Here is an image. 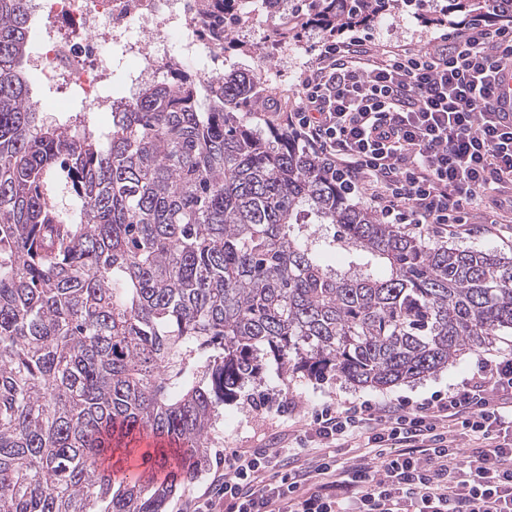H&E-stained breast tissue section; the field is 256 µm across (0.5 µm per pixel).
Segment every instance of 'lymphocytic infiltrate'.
<instances>
[{
    "label": "lymphocytic infiltrate",
    "mask_w": 512,
    "mask_h": 512,
    "mask_svg": "<svg viewBox=\"0 0 512 512\" xmlns=\"http://www.w3.org/2000/svg\"><path fill=\"white\" fill-rule=\"evenodd\" d=\"M512 15L452 22L428 50L324 36L288 127L346 195L393 224L512 223V122L492 104ZM470 442L459 451L460 437ZM366 440L374 461L338 463ZM190 512H512V355L419 401L339 399L277 448H238Z\"/></svg>",
    "instance_id": "obj_1"
}]
</instances>
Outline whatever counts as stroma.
Wrapping results in <instances>:
<instances>
[{
	"label": "stroma",
	"instance_id": "35a3bbf8",
	"mask_svg": "<svg viewBox=\"0 0 512 512\" xmlns=\"http://www.w3.org/2000/svg\"><path fill=\"white\" fill-rule=\"evenodd\" d=\"M282 22V17L265 14L252 19L250 25L237 32L235 40L239 48L230 55L231 61L258 74L267 89L265 100L268 109L258 113L255 118L256 125L262 129L268 128L270 121L276 120L282 113L292 112L298 104L305 67L317 54L318 44L324 36L317 27L306 28L300 34L299 46L286 51L277 48L273 42L274 33ZM442 32V27L417 22L410 13L400 10L362 30L361 35L377 48L389 43H404L426 50L433 46L435 38ZM424 239L433 244L512 254L511 240L478 230L466 234L436 226L425 234ZM475 359V352L470 351L437 373L379 391L353 386L336 376L323 379L300 374L288 376L278 361L266 358L262 362L259 382L246 386L239 398L225 402L221 407L209 467L179 490L170 502L168 512H183L188 500L204 492L216 472L220 471L226 449L259 446L286 433L289 424L305 423L311 412L339 395L357 400L407 397L416 401L433 392L447 390L449 385L470 377ZM258 397L268 398L269 408L255 410L251 401ZM285 398L292 399L294 403L293 411L287 418L278 416L275 410L279 400Z\"/></svg>",
	"mask_w": 512,
	"mask_h": 512
}]
</instances>
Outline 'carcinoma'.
Masks as SVG:
<instances>
[{
  "instance_id": "1",
  "label": "carcinoma",
  "mask_w": 512,
  "mask_h": 512,
  "mask_svg": "<svg viewBox=\"0 0 512 512\" xmlns=\"http://www.w3.org/2000/svg\"><path fill=\"white\" fill-rule=\"evenodd\" d=\"M220 2L224 51L239 0ZM269 2L286 39L370 27L399 0ZM32 22L0 0V512H165L269 354L387 389L512 332V259L349 204L287 127L250 124L257 75L171 63L100 134L92 112L37 111ZM338 249L361 262L325 263ZM131 454L153 475L113 462Z\"/></svg>"
}]
</instances>
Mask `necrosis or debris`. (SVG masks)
Masks as SVG:
<instances>
[{"label": "necrosis or debris", "mask_w": 512, "mask_h": 512, "mask_svg": "<svg viewBox=\"0 0 512 512\" xmlns=\"http://www.w3.org/2000/svg\"><path fill=\"white\" fill-rule=\"evenodd\" d=\"M42 28L30 62L50 90H73L88 112H108L103 90L108 49L121 47L142 80L166 63L191 66L207 78L219 67L212 40L201 32L195 0H28Z\"/></svg>", "instance_id": "necrosis-or-debris-1"}]
</instances>
